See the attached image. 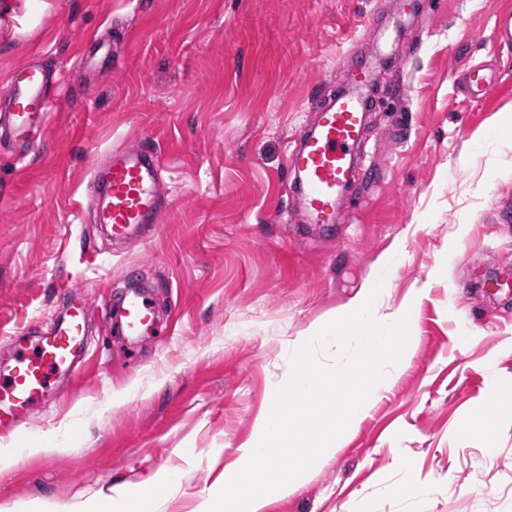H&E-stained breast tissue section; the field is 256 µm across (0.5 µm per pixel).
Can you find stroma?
I'll list each match as a JSON object with an SVG mask.
<instances>
[{
  "label": "stroma",
  "mask_w": 512,
  "mask_h": 512,
  "mask_svg": "<svg viewBox=\"0 0 512 512\" xmlns=\"http://www.w3.org/2000/svg\"><path fill=\"white\" fill-rule=\"evenodd\" d=\"M512 0H0V92L14 68L58 72L45 131L27 156L0 140V361L68 305L89 303V353L58 376L47 407L0 446V512L65 508L181 474L167 512H193L223 487L282 377L288 346L382 277L384 304L410 313L412 353L330 461L264 512H512V46L494 35ZM390 64L374 67L359 175L332 224H305L287 156L331 77L368 56L393 16ZM95 38L85 48L86 38ZM498 79L466 98L461 74ZM162 154L167 207L137 239L89 221L100 155ZM152 333L119 334L130 285ZM188 448L190 459L177 451ZM448 480L426 501L397 469Z\"/></svg>",
  "instance_id": "obj_1"
}]
</instances>
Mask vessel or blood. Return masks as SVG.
Returning a JSON list of instances; mask_svg holds the SVG:
<instances>
[{
	"label": "vessel or blood",
	"instance_id": "b4317fda",
	"mask_svg": "<svg viewBox=\"0 0 512 512\" xmlns=\"http://www.w3.org/2000/svg\"><path fill=\"white\" fill-rule=\"evenodd\" d=\"M334 80L344 91L323 103L309 135L296 144L288 165L302 194L305 217L311 224L331 223L347 183L354 175L353 156L363 135L368 110L367 79L353 71H337ZM494 77L482 70L469 71L465 92L474 100L488 96ZM50 79L44 70L26 65L10 77L0 94L8 111L10 136L19 152L43 131L54 104L48 95ZM160 160L156 151L137 145L108 150L90 178L93 223L105 224L115 240L132 236L142 225L159 223L165 209L160 187ZM68 310L55 329L34 340H15L10 359L0 367V420L16 419L42 403L51 393L56 376L70 370L86 354L88 303L77 287H63ZM154 312L142 296L129 300L122 333L131 335L152 326Z\"/></svg>",
	"mask_w": 512,
	"mask_h": 512
}]
</instances>
